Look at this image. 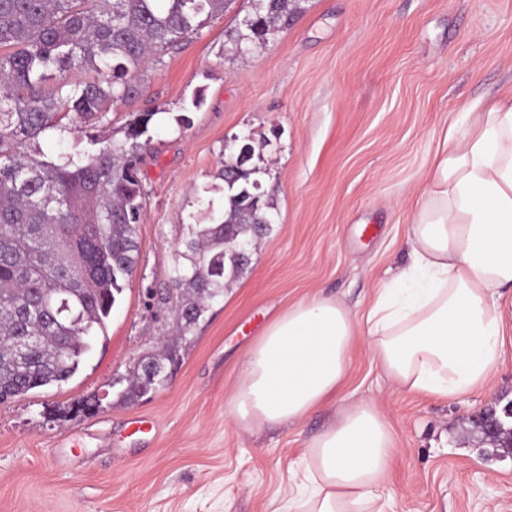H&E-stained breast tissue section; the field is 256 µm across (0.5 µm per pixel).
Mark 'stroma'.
<instances>
[{
  "instance_id": "stroma-1",
  "label": "stroma",
  "mask_w": 512,
  "mask_h": 512,
  "mask_svg": "<svg viewBox=\"0 0 512 512\" xmlns=\"http://www.w3.org/2000/svg\"><path fill=\"white\" fill-rule=\"evenodd\" d=\"M249 9L226 0L150 70L139 100L107 115L118 132L157 111L138 265L72 379L0 403V512H290L308 444L361 401L396 437L384 512H512V456L482 449L472 423L512 401L511 340L488 387L456 399L399 389L361 337L335 404L263 427L231 404L263 325L320 295L363 316L387 269L407 263L416 191L445 131L475 99L512 91V0H303L244 59L232 37ZM244 135L274 221L181 339L171 273L206 208L223 210L224 145ZM166 346L178 354L167 387L122 399L134 359Z\"/></svg>"
}]
</instances>
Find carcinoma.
<instances>
[{
    "label": "carcinoma",
    "instance_id": "obj_1",
    "mask_svg": "<svg viewBox=\"0 0 512 512\" xmlns=\"http://www.w3.org/2000/svg\"><path fill=\"white\" fill-rule=\"evenodd\" d=\"M0 0V402L59 385L77 371L138 261L143 186L138 167L156 112L136 113L122 138L86 134L88 146L53 157L48 131L70 118L98 127L142 95L148 65L179 49L223 12L224 0ZM299 0H251L233 40L258 53L288 27ZM79 71L84 79L70 80ZM224 161V210L181 252L172 286L180 335L247 268L250 248L270 230L265 194ZM35 336L39 350L15 355ZM171 348L134 365L125 396L163 389Z\"/></svg>",
    "mask_w": 512,
    "mask_h": 512
}]
</instances>
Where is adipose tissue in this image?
Listing matches in <instances>:
<instances>
[{
    "label": "adipose tissue",
    "mask_w": 512,
    "mask_h": 512,
    "mask_svg": "<svg viewBox=\"0 0 512 512\" xmlns=\"http://www.w3.org/2000/svg\"><path fill=\"white\" fill-rule=\"evenodd\" d=\"M449 129L407 227L410 262L363 319L332 297L290 307L246 354L232 397L249 425L300 420L332 400L357 337L402 389L455 398L485 387L499 363L512 288V94L473 101ZM394 431L369 402L340 408L309 444L297 512H381Z\"/></svg>",
    "instance_id": "obj_1"
}]
</instances>
